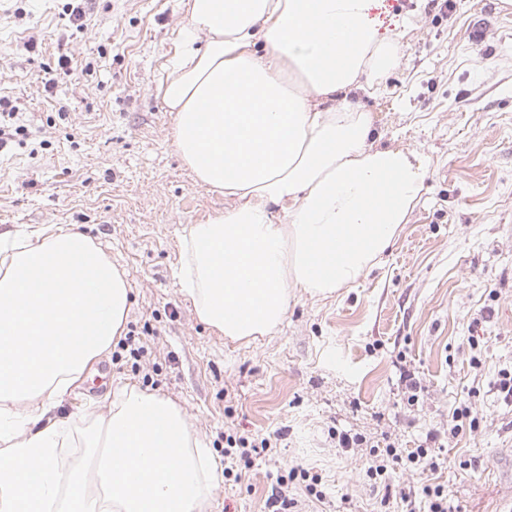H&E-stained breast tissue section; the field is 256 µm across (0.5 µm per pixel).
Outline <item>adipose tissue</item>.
I'll use <instances>...</instances> for the list:
<instances>
[{
	"label": "adipose tissue",
	"mask_w": 512,
	"mask_h": 512,
	"mask_svg": "<svg viewBox=\"0 0 512 512\" xmlns=\"http://www.w3.org/2000/svg\"><path fill=\"white\" fill-rule=\"evenodd\" d=\"M387 11L186 2L162 99L184 165L233 204L189 226L180 286L226 338L276 331L292 289L325 299L354 282L420 199L427 164L376 144L360 103L400 65ZM130 306L124 272L82 232L53 225L0 246V512H206L217 465L167 397L126 388L79 432L53 414Z\"/></svg>",
	"instance_id": "obj_1"
}]
</instances>
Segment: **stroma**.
<instances>
[{"label":"stroma","instance_id":"stroma-1","mask_svg":"<svg viewBox=\"0 0 512 512\" xmlns=\"http://www.w3.org/2000/svg\"><path fill=\"white\" fill-rule=\"evenodd\" d=\"M387 2L405 21L401 65L361 102L378 144L427 163L421 200L352 285L294 291L275 332L232 341L180 291L185 229L228 205L183 165L159 90L186 0H86L80 29L69 0H0V96L29 131L0 157V239L50 224L92 236L126 275L127 324L146 348L136 365L104 355L55 413L83 423L134 385L184 408L216 463L226 435L269 439L241 480L217 482L207 512H271L295 465L319 475L324 499L289 484L293 512H388L384 497L428 475L373 483L366 448L337 434L410 449L433 430L444 451L430 476L461 512H512V406L493 392L512 369V0ZM62 50L73 70L45 89ZM463 403L479 427L454 437Z\"/></svg>","mask_w":512,"mask_h":512}]
</instances>
